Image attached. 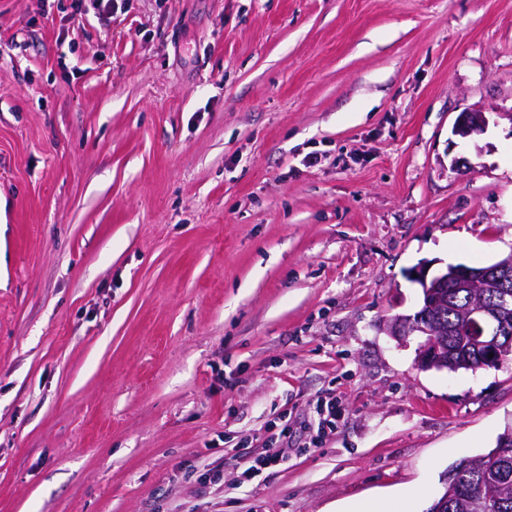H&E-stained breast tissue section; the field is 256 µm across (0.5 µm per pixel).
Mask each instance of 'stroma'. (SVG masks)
Masks as SVG:
<instances>
[{"instance_id":"35a3bbf8","label":"stroma","mask_w":512,"mask_h":512,"mask_svg":"<svg viewBox=\"0 0 512 512\" xmlns=\"http://www.w3.org/2000/svg\"><path fill=\"white\" fill-rule=\"evenodd\" d=\"M71 4L0 0V512H428L512 362L385 321L512 253V0ZM483 130V117L480 112H463L454 126V134L463 138L478 134ZM316 414L318 417L317 432L325 433L327 429L330 431L336 427V398L331 397L329 400L318 399L316 403ZM268 436L269 450L264 455L256 457L251 461V465L244 471L246 477L255 471L276 466L283 459L288 458V439L291 438V429L288 423L277 425L275 422L271 426Z\"/></svg>"}]
</instances>
